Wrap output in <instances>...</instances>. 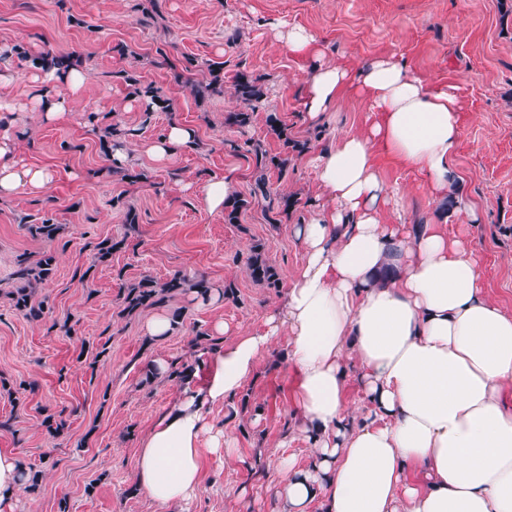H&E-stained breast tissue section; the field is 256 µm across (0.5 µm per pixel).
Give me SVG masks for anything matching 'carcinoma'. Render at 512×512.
<instances>
[{"label":"carcinoma","instance_id":"1","mask_svg":"<svg viewBox=\"0 0 512 512\" xmlns=\"http://www.w3.org/2000/svg\"><path fill=\"white\" fill-rule=\"evenodd\" d=\"M32 64L37 68L54 69L58 73H65L80 64V60L71 54L48 49L33 58ZM124 81L127 83L130 96L140 100L145 112L171 111V101L160 89L150 85L143 86L136 78L129 75L124 76ZM234 90L240 108L225 113L224 124L242 129L252 123L254 112L264 97V91L259 85V79L246 72L235 75ZM266 122L282 141V152L270 156L257 144L248 149V153L252 154L255 170L258 172L253 194H261L267 202V221L271 224H279L282 218L289 216L297 200L291 195L273 192L268 186L266 170L275 168L279 176H284L288 171V155L304 152L308 149L310 140H298L289 136L288 127L282 124L274 113L267 115ZM93 131L98 134L100 150L105 154L108 153V149L123 143L137 133L136 129L123 127L118 123L102 125L97 122L93 123ZM248 205L249 201L239 195L225 201L224 223H237L241 212ZM26 231L34 240L53 242L60 238L62 225L54 223L53 218L44 216L39 222L26 225ZM125 247H127V238L117 240L106 237L93 243L92 250L95 252V258L104 262L112 256L113 252ZM55 268V256L48 252L40 254L35 260L32 259V255L26 253L17 259L12 277L18 286L11 291V295L15 309L24 317L31 320L51 318L49 309L44 306V301L35 299V286L52 279ZM246 268L253 282L274 289L280 286V275L265 258L262 244L251 245L246 258ZM191 290L203 299L211 292L209 283L204 278L189 280L176 273L165 281L159 282L145 276L138 282L121 288L120 315L132 316L147 309L161 307L174 295ZM43 425L47 434L56 438L64 433L66 420L60 415L49 414L44 418Z\"/></svg>","mask_w":512,"mask_h":512}]
</instances>
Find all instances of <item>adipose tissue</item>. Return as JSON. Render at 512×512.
Instances as JSON below:
<instances>
[{"label": "adipose tissue", "mask_w": 512, "mask_h": 512, "mask_svg": "<svg viewBox=\"0 0 512 512\" xmlns=\"http://www.w3.org/2000/svg\"><path fill=\"white\" fill-rule=\"evenodd\" d=\"M279 43L303 68L301 107L319 122L347 93L369 112L365 133L344 134L315 160L323 198L295 225L303 248L283 303L262 330L237 333L201 380H187L138 450L134 483L164 512L196 498L204 454L233 443L208 421L234 398L259 360L284 347L297 430L309 467L279 463L282 512H512V313L492 302L470 241L442 224H386L398 194L376 157L417 168L447 193L462 129L454 90L426 80L401 58L358 65L324 59L318 36L280 26ZM87 78L43 71L29 105L47 122L71 115ZM57 85L68 96L51 95ZM21 131L0 127V198L39 194L52 172L22 162ZM174 122L137 149L159 163L192 147ZM356 377L360 404L348 406ZM26 466L0 448V512H14Z\"/></svg>", "instance_id": "1"}]
</instances>
